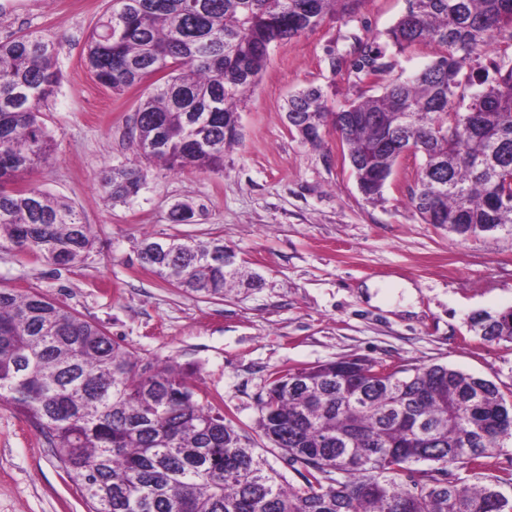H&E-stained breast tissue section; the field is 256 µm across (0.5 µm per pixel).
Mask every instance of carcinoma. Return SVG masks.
Segmentation results:
<instances>
[{
  "instance_id": "obj_1",
  "label": "carcinoma",
  "mask_w": 512,
  "mask_h": 512,
  "mask_svg": "<svg viewBox=\"0 0 512 512\" xmlns=\"http://www.w3.org/2000/svg\"><path fill=\"white\" fill-rule=\"evenodd\" d=\"M380 38L353 37L357 96L338 108L318 87L288 100L290 129L320 144L328 118L364 199L376 204L403 148L422 163L408 203L427 224L474 235L512 227V0H406ZM361 0H111L85 61L121 94L148 83L133 122L139 154L170 170L221 168L241 138L239 107L271 47ZM434 41L445 54L388 82L397 56ZM56 42L0 41V247L69 267L93 250L71 202L16 182L46 162L43 107L59 84ZM380 83L369 95L365 87ZM144 170L103 179L136 194ZM137 256L164 283L208 298L254 285L224 240L145 235ZM470 331L512 341V311L477 312ZM0 401L41 433L88 512H512V469L483 459L512 440V391L443 364L388 370L334 361L271 374L257 428L303 481L293 487L181 367L145 360L37 290L0 289ZM466 472L453 477V471Z\"/></svg>"
}]
</instances>
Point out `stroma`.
Returning a JSON list of instances; mask_svg holds the SVG:
<instances>
[{
	"instance_id": "obj_1",
	"label": "stroma",
	"mask_w": 512,
	"mask_h": 512,
	"mask_svg": "<svg viewBox=\"0 0 512 512\" xmlns=\"http://www.w3.org/2000/svg\"><path fill=\"white\" fill-rule=\"evenodd\" d=\"M107 7L108 0H0V40L36 31L57 43L61 80L44 109L54 148L24 181L74 202L98 233L74 267L0 248V288L37 289L140 357L190 367L203 393L223 401L241 433L297 487L302 479L255 431L257 397L275 371L348 359L445 364L512 387V342H487L467 327L474 313L512 308V230L465 240L425 223L408 205L421 164L411 155L395 165L383 202L370 204L335 132L313 147L283 121L289 97L311 86L333 105L354 98L345 73L331 71L329 51H349L352 34H383L406 0H362L353 20L329 18L274 45L223 169L179 173L147 164L135 149L140 90L113 93L84 61L86 38ZM121 164L145 168L147 177L136 195L114 201L102 178ZM182 203L194 216L177 224L171 212ZM146 232L223 239L259 282L227 287L216 299L171 287L137 258ZM401 281L411 295L398 289ZM0 512H86L44 437L6 402Z\"/></svg>"
}]
</instances>
